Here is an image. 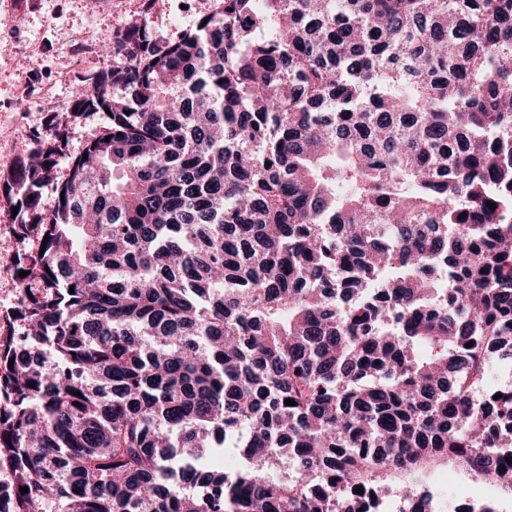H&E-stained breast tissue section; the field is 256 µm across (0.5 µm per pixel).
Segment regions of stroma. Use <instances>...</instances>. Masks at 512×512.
Masks as SVG:
<instances>
[{
    "label": "stroma",
    "mask_w": 512,
    "mask_h": 512,
    "mask_svg": "<svg viewBox=\"0 0 512 512\" xmlns=\"http://www.w3.org/2000/svg\"><path fill=\"white\" fill-rule=\"evenodd\" d=\"M219 6V0H0V176L36 142L63 135L53 175L39 188L40 209L51 214L72 158L103 131L101 113H70L73 88L88 86L98 71L122 59L117 52L102 56L101 46L114 47L143 21L154 43L167 47ZM15 203V196L0 192V334L11 336L24 332L13 316L21 289L16 260L40 247L38 232L18 235ZM442 480L447 487L438 512L486 501L498 512H512L511 494L452 461L402 478L425 488Z\"/></svg>",
    "instance_id": "obj_1"
}]
</instances>
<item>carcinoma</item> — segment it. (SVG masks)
I'll return each instance as SVG.
<instances>
[{"instance_id": "obj_1", "label": "carcinoma", "mask_w": 512, "mask_h": 512, "mask_svg": "<svg viewBox=\"0 0 512 512\" xmlns=\"http://www.w3.org/2000/svg\"><path fill=\"white\" fill-rule=\"evenodd\" d=\"M205 19L75 92L105 133L51 215L62 137L0 183L49 235L0 336V512H366L448 459L512 489V388L469 398L512 362V0Z\"/></svg>"}]
</instances>
